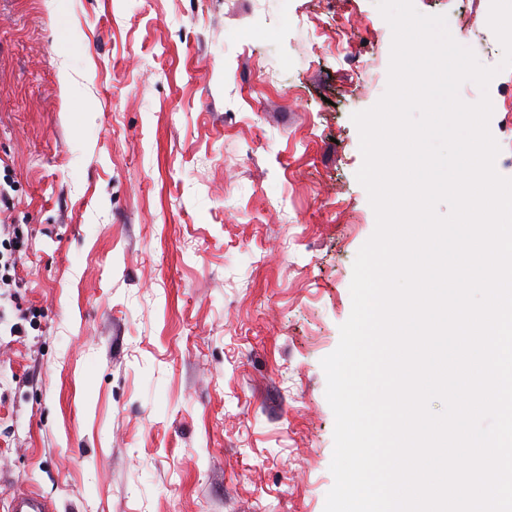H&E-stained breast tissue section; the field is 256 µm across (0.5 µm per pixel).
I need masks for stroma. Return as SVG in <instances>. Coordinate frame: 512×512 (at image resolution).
<instances>
[{
  "instance_id": "35a3bbf8",
  "label": "stroma",
  "mask_w": 512,
  "mask_h": 512,
  "mask_svg": "<svg viewBox=\"0 0 512 512\" xmlns=\"http://www.w3.org/2000/svg\"><path fill=\"white\" fill-rule=\"evenodd\" d=\"M414 5L498 67L512 178L490 0ZM391 44L377 0H0V512H324ZM52 511V507L47 501L32 493L17 491L8 499L7 512Z\"/></svg>"
}]
</instances>
